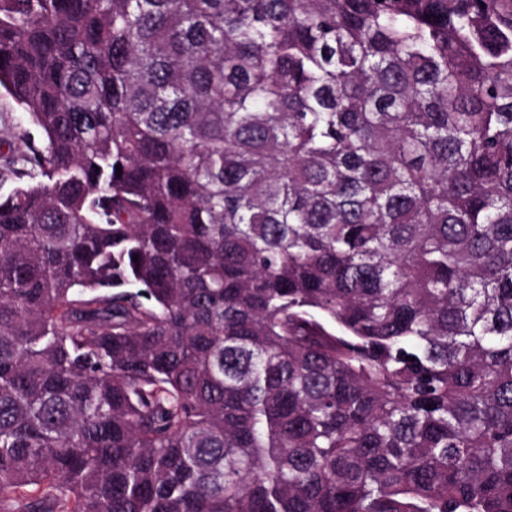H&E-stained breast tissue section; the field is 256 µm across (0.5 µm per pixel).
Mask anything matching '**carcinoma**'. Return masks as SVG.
<instances>
[{
	"label": "carcinoma",
	"instance_id": "cac0c4a2",
	"mask_svg": "<svg viewBox=\"0 0 512 512\" xmlns=\"http://www.w3.org/2000/svg\"><path fill=\"white\" fill-rule=\"evenodd\" d=\"M0 91V512H512V0H0ZM25 130L36 139L40 136L35 126L26 121L15 101L2 91L0 93V140L18 142V134Z\"/></svg>",
	"mask_w": 512,
	"mask_h": 512
}]
</instances>
